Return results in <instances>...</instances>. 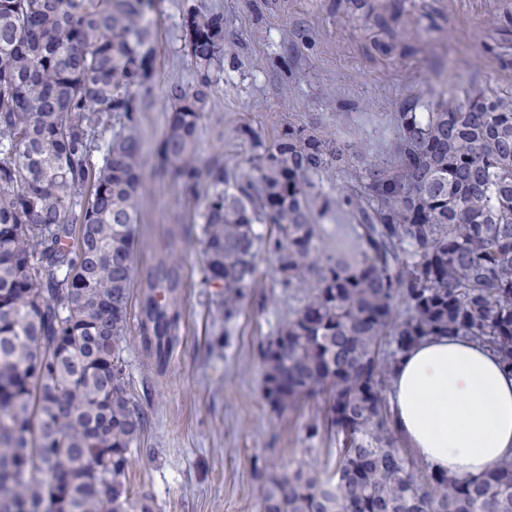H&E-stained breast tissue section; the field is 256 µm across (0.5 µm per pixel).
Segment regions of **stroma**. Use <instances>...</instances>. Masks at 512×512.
I'll use <instances>...</instances> for the list:
<instances>
[{
  "mask_svg": "<svg viewBox=\"0 0 512 512\" xmlns=\"http://www.w3.org/2000/svg\"><path fill=\"white\" fill-rule=\"evenodd\" d=\"M224 12L232 59L203 123L200 157L235 164L249 154L236 138L250 126L272 142L288 118L362 140L371 155L391 150L386 114L407 99L512 88V0H407L392 17L389 0H212ZM183 0H159L155 83L140 114L146 173L138 270L165 253L179 256L185 317L165 373L147 368L127 337L128 389L148 416L146 452L129 472L134 494L149 493L156 512H258L255 462L282 474L307 458L308 406L274 412L264 395L258 346L271 334L286 298L276 262L258 261L256 286L232 330H225L202 286L201 229L194 205L159 173L157 147L168 102L166 84L191 80L176 27ZM276 303L259 310L260 296Z\"/></svg>",
  "mask_w": 512,
  "mask_h": 512,
  "instance_id": "obj_1",
  "label": "stroma"
}]
</instances>
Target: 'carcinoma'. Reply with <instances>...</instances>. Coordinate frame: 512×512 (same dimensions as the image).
Returning <instances> with one entry per match:
<instances>
[{"label": "carcinoma", "instance_id": "carcinoma-1", "mask_svg": "<svg viewBox=\"0 0 512 512\" xmlns=\"http://www.w3.org/2000/svg\"><path fill=\"white\" fill-rule=\"evenodd\" d=\"M155 0H0V512H154L130 496L147 415L126 389L135 330L165 371L183 321L172 252L131 285L146 182L139 112L154 85ZM193 80L165 86L158 147L197 203L202 283L230 324L277 262L299 299L258 348L268 404L312 403L310 450L263 480L259 512H512V457L472 479L401 446L386 392L397 357L425 336H466L512 370V94L407 101L388 158L290 119L229 167L199 157L224 81V14H180ZM336 173L345 187L325 190ZM350 215L331 245L324 221ZM112 299V316L98 305ZM112 337V350L97 343ZM112 455V482L92 465Z\"/></svg>", "mask_w": 512, "mask_h": 512}]
</instances>
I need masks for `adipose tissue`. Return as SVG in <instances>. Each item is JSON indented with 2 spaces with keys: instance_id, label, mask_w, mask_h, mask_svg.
<instances>
[{
  "instance_id": "adipose-tissue-1",
  "label": "adipose tissue",
  "mask_w": 512,
  "mask_h": 512,
  "mask_svg": "<svg viewBox=\"0 0 512 512\" xmlns=\"http://www.w3.org/2000/svg\"><path fill=\"white\" fill-rule=\"evenodd\" d=\"M387 398L402 446L449 477L480 476L512 454V373L464 337L409 348Z\"/></svg>"
}]
</instances>
